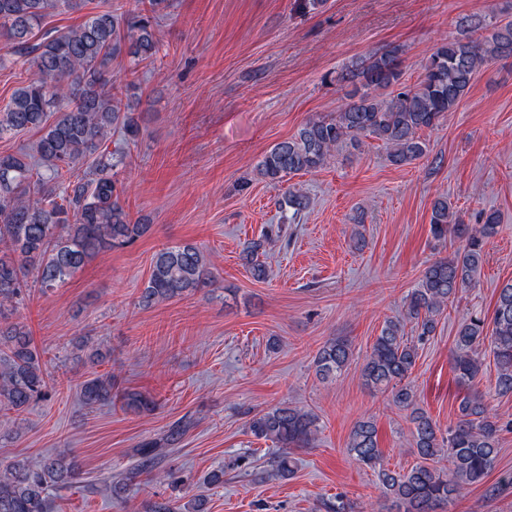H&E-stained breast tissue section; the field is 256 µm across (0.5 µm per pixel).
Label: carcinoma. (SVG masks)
Returning <instances> with one entry per match:
<instances>
[{
    "mask_svg": "<svg viewBox=\"0 0 512 512\" xmlns=\"http://www.w3.org/2000/svg\"><path fill=\"white\" fill-rule=\"evenodd\" d=\"M83 0H0V38L36 68L40 79L17 88L0 110V138L33 131V153L0 154V411L20 415L45 398L49 374L28 325L17 313L31 288H56L102 253L133 244L151 225L134 220L121 204L123 185L113 169L123 163L107 150L112 133L138 140L139 116L123 102L112 75V59L126 54L139 62L159 52L151 17L128 16L107 8L67 30L35 29L60 7L79 10ZM512 59V18L491 24L480 16L464 19L457 36L431 54L418 85L396 89L402 76L398 50L374 53L341 70L336 81L351 87L348 102L331 116L308 119L292 137L275 144L257 162L269 182L289 174L322 168L339 147H357L374 136L386 146L392 165L403 167L429 156L420 132L438 125L454 111L489 60ZM91 161L89 171L71 181L76 162ZM499 212L481 211L474 223L453 211L448 199L432 206L430 232L437 240L462 242L453 255L429 263L418 287L406 296V314L385 320L370 352L360 363L362 384L387 395L406 412L412 448L419 462L406 471L384 467L378 430L370 417L352 427L346 451L377 475L387 512H437L484 482L494 470L500 435L512 420L492 413L477 392L462 397L456 422L441 429L417 403L410 377L419 345L435 335L438 318L458 293L477 279L484 246L498 233ZM281 227L247 243L244 267L263 281L268 269L259 255ZM217 277L195 244L167 247L155 254L138 297L142 308L216 285ZM491 339L496 367L495 392L512 395V280L502 283L491 315L462 323L451 352L457 382L471 385L483 370L480 347ZM351 342L342 336L319 348L316 376L333 380L352 362ZM112 376L96 375L79 384L83 405L112 402ZM125 405L147 410L153 401L140 392L122 395ZM250 433L279 446L269 465L275 475L293 473L291 449L315 440L317 417L299 406L279 405L254 414ZM446 459L439 468L436 461ZM81 474L79 461L63 452L23 457L0 468V512H50L51 493L67 489ZM207 499L193 497L179 505L172 499L149 500L145 512H207Z\"/></svg>",
    "mask_w": 512,
    "mask_h": 512,
    "instance_id": "1",
    "label": "carcinoma"
}]
</instances>
